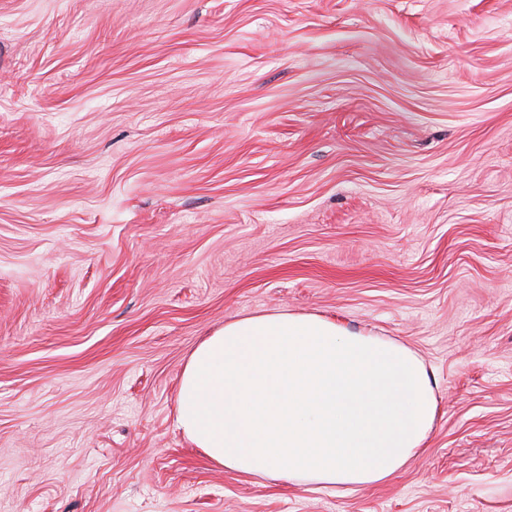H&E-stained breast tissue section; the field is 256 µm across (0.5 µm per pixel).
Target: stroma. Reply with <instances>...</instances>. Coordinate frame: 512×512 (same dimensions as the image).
Wrapping results in <instances>:
<instances>
[{"label":"stroma","instance_id":"obj_1","mask_svg":"<svg viewBox=\"0 0 512 512\" xmlns=\"http://www.w3.org/2000/svg\"><path fill=\"white\" fill-rule=\"evenodd\" d=\"M281 309L420 356L423 454L194 448L190 353ZM0 512H512V0H0Z\"/></svg>","mask_w":512,"mask_h":512}]
</instances>
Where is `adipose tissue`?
<instances>
[{
    "label": "adipose tissue",
    "instance_id": "ef3b65f1",
    "mask_svg": "<svg viewBox=\"0 0 512 512\" xmlns=\"http://www.w3.org/2000/svg\"><path fill=\"white\" fill-rule=\"evenodd\" d=\"M438 412L404 344L279 310L227 322L192 351L176 423L217 466L322 489L390 478L425 450Z\"/></svg>",
    "mask_w": 512,
    "mask_h": 512
}]
</instances>
